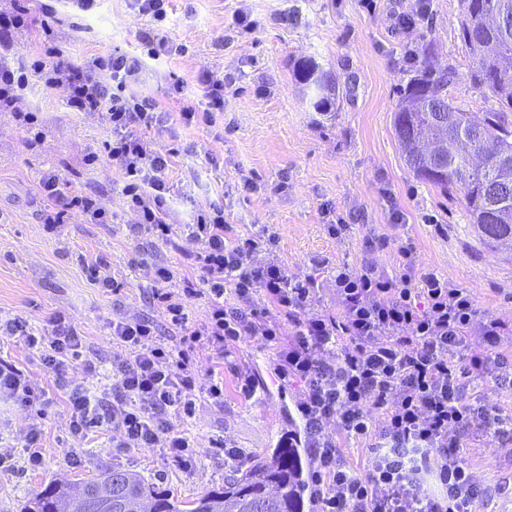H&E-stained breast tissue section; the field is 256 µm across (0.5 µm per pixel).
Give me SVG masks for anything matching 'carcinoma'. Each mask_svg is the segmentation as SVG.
<instances>
[{
  "mask_svg": "<svg viewBox=\"0 0 512 512\" xmlns=\"http://www.w3.org/2000/svg\"><path fill=\"white\" fill-rule=\"evenodd\" d=\"M502 14L501 26L486 23L480 0H463L461 32L474 55L470 80L512 110V0H485ZM296 76L313 91L316 112H329L339 83L313 58L299 61ZM452 71L424 70L403 88L393 126L407 163L422 182L462 194L478 237L512 247V128L502 112H464L448 100ZM447 144L434 159L417 149L422 141ZM312 502L309 471L300 450L278 448L190 501L157 490L134 470L114 468L96 480L50 482L25 512H305Z\"/></svg>",
  "mask_w": 512,
  "mask_h": 512,
  "instance_id": "1",
  "label": "carcinoma"
}]
</instances>
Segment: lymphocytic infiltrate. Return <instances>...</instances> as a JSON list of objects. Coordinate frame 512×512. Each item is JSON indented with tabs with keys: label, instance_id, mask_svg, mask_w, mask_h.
<instances>
[{
	"label": "lymphocytic infiltrate",
	"instance_id": "1",
	"mask_svg": "<svg viewBox=\"0 0 512 512\" xmlns=\"http://www.w3.org/2000/svg\"><path fill=\"white\" fill-rule=\"evenodd\" d=\"M42 45L43 54L18 66L0 61V108H14L33 80L65 87L74 110L108 125L107 157L120 168L122 194L138 223L168 240L174 224L165 176L176 152L157 149L151 137L160 122L155 101L127 92L138 80L140 60L115 52L78 64L52 36ZM197 82L205 108L184 107L178 117L186 127L212 124L224 110L223 81L203 72ZM227 229L218 207L198 211L187 225L188 236L200 243L185 258L192 276H180L164 260L140 263L172 334L160 336L140 317L113 321L112 397L69 386L71 437L81 442L106 426L113 447L160 448L187 464L195 443L171 427V414L193 416L201 396L224 403L223 380H202L197 350L220 362L227 342L254 338L273 348L277 378L301 386L291 427L278 445L306 449L317 512H488L497 489L477 483L463 450L476 437L512 440V417L487 405L470 380L512 390V319L482 310L468 289L450 286L434 270L417 268L410 240L379 235L366 245L393 247L397 273L369 261L357 272L339 267V305L333 312L318 309L321 284L314 271L324 259H311V273L291 276L259 260L276 249L275 234L230 239ZM201 296L208 299V317L190 323L187 309ZM284 323L291 329L286 337ZM0 333L25 335L61 379L86 347L79 328L62 316L39 335L19 322L0 325ZM2 401L24 409L49 403L43 388L0 359ZM345 437L365 444L363 474L344 462Z\"/></svg>",
	"mask_w": 512,
	"mask_h": 512
}]
</instances>
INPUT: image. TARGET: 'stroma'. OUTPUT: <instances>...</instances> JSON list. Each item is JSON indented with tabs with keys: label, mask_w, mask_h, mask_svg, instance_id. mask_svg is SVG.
Listing matches in <instances>:
<instances>
[{
	"label": "stroma",
	"mask_w": 512,
	"mask_h": 512,
	"mask_svg": "<svg viewBox=\"0 0 512 512\" xmlns=\"http://www.w3.org/2000/svg\"><path fill=\"white\" fill-rule=\"evenodd\" d=\"M413 5L376 0L371 11L362 0H170L168 18L158 26L131 9L129 0H103L82 17L55 7L54 0H30L31 15L49 24L56 43L78 63L115 51L141 56V35L155 30L185 45L186 54L146 61L133 87L157 101L163 113L152 132L156 144L179 152L167 175L176 229L167 243L153 242L124 206L118 166L102 155L110 136L105 125L72 109L64 88L30 83L23 104L39 117V140L26 142L14 114L0 112V319L37 330L52 317H66L100 366L91 375L85 359L73 360L68 383L103 389L112 364L113 319L149 317L162 335L170 333L137 262L163 259L182 266L198 247L185 224L214 203L223 205L234 235L275 232L289 275L305 271L312 255L326 257L320 306L338 305L337 267L356 271L369 260L394 270L392 250L364 246L366 236L382 235L411 240L418 267L468 289L482 308L512 317V254L478 239L460 196H447L414 176L393 128L401 89L427 68L455 71L447 93L459 109H500L496 98L468 79L473 56L460 36L461 0H430L426 19L391 32V15ZM242 15L255 21L253 32H242ZM308 57L340 83L333 111H313L294 76L297 61ZM202 70L223 80L224 112L213 126L186 128L177 121L179 101L166 91L179 78L188 98L200 101L196 76ZM92 152L101 158L89 166L85 158ZM49 171L58 175L63 196L93 195L115 214V223L93 224L76 211L66 224L48 230L43 214L52 201L39 180ZM248 178L254 182L250 190L243 186ZM396 210L403 222L392 221ZM339 216L353 226L342 239L327 231ZM98 261L125 281L122 295L91 283L88 266ZM231 354L241 370L263 381L265 394L240 397L228 373L223 406L201 397L193 418L172 415V426L188 431L196 443V458L184 467L159 448L113 447L108 431L76 444L68 431L67 384L56 381L23 337L0 338V359L29 374L52 399L40 413L0 405V447L15 454L13 468L0 471V512H21L55 478L90 480L117 465L179 499H194L224 484V456L212 446L218 438L245 449L250 459L271 456L288 428L289 406L288 392L271 375L272 350L248 340L233 345ZM34 425L42 429L43 462L36 468L28 466L26 453ZM464 455L478 480L499 484L494 512H512V445L477 439Z\"/></svg>",
	"instance_id": "35a3bbf8"
}]
</instances>
